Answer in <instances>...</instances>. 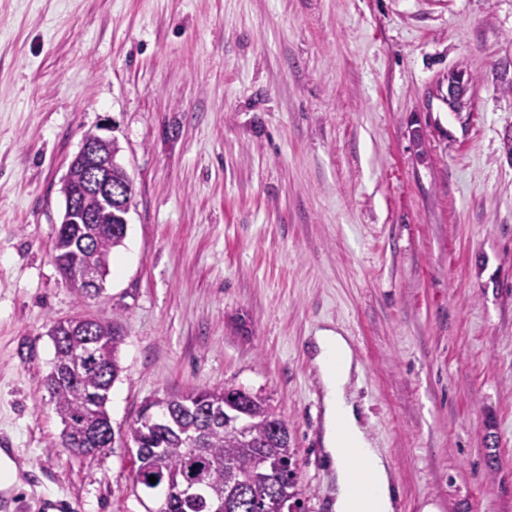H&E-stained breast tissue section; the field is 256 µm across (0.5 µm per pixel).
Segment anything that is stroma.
<instances>
[{"label":"stroma","mask_w":512,"mask_h":512,"mask_svg":"<svg viewBox=\"0 0 512 512\" xmlns=\"http://www.w3.org/2000/svg\"><path fill=\"white\" fill-rule=\"evenodd\" d=\"M512 0H0V448L8 512H157L125 435L145 402L269 397L305 512H331L316 329L352 338L351 390L396 512H512ZM470 80V110L436 89ZM134 184L103 292L54 261L86 133ZM119 318L114 439L83 455L45 386L49 335ZM0 478L1 488H9V487H23L27 486L22 485V481L18 475V469L15 462L11 459L10 453L6 450L0 451Z\"/></svg>","instance_id":"35a3bbf8"}]
</instances>
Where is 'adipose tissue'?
<instances>
[{
	"instance_id": "obj_1",
	"label": "adipose tissue",
	"mask_w": 512,
	"mask_h": 512,
	"mask_svg": "<svg viewBox=\"0 0 512 512\" xmlns=\"http://www.w3.org/2000/svg\"><path fill=\"white\" fill-rule=\"evenodd\" d=\"M310 353L321 381V443L331 467L333 512H395L388 455L378 448L350 392L351 379L360 370L350 338L339 329H318ZM360 478L369 490L364 502L353 492Z\"/></svg>"
}]
</instances>
